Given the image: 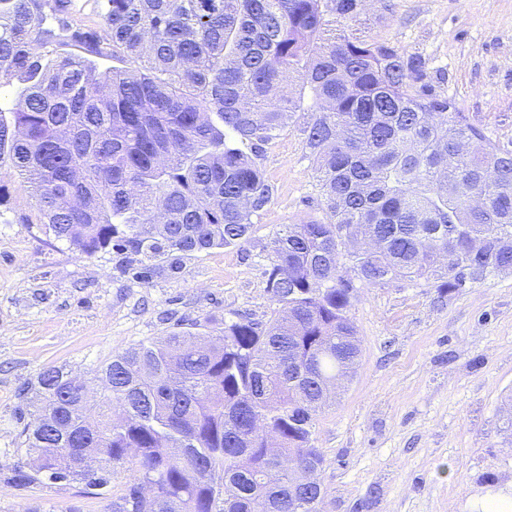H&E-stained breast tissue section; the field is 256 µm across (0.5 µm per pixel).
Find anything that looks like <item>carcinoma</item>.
<instances>
[{
  "mask_svg": "<svg viewBox=\"0 0 512 512\" xmlns=\"http://www.w3.org/2000/svg\"><path fill=\"white\" fill-rule=\"evenodd\" d=\"M71 2L0 0V88L21 85L11 119L0 107V165L56 240L147 262L248 242L273 189L244 146L299 112L325 219L273 238L268 323L132 347L100 368L93 403L42 369L26 479L95 495L123 471L108 512H324L294 467L323 464V387L361 354L340 256L370 285L441 293L511 271L512 150L436 92L424 58L337 32L363 0H94L96 28ZM92 56L115 65L97 75Z\"/></svg>",
  "mask_w": 512,
  "mask_h": 512,
  "instance_id": "obj_1",
  "label": "carcinoma"
}]
</instances>
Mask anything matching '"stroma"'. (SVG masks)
Here are the masks:
<instances>
[{
    "label": "stroma",
    "instance_id": "1",
    "mask_svg": "<svg viewBox=\"0 0 512 512\" xmlns=\"http://www.w3.org/2000/svg\"><path fill=\"white\" fill-rule=\"evenodd\" d=\"M347 33L422 55L496 145L512 149V0H372ZM295 116L256 158L274 189L248 243L181 259L180 272L112 249L78 255L56 240L29 183L0 169V512H106L76 482L20 484L23 391L40 370L94 382L140 343L237 313L267 323L270 245L284 224L320 220L324 200ZM361 340L354 377L319 412L325 512H481L512 488V272L445 294L422 281L353 280Z\"/></svg>",
    "mask_w": 512,
    "mask_h": 512
}]
</instances>
